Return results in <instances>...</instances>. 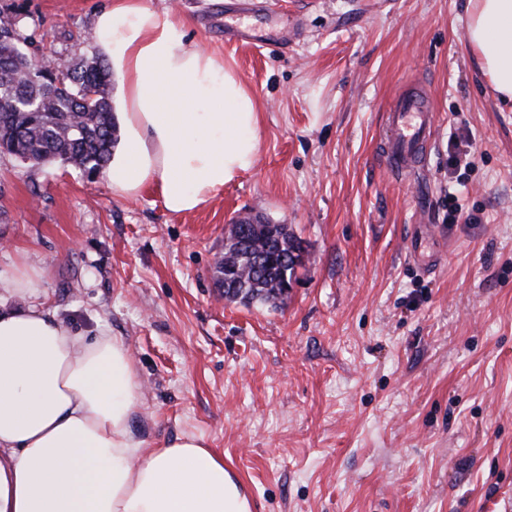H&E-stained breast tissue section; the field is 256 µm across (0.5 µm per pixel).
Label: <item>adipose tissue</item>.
<instances>
[{
  "label": "adipose tissue",
  "mask_w": 512,
  "mask_h": 512,
  "mask_svg": "<svg viewBox=\"0 0 512 512\" xmlns=\"http://www.w3.org/2000/svg\"><path fill=\"white\" fill-rule=\"evenodd\" d=\"M467 41L512 102V0H469ZM91 45L120 78V138L106 175L126 198L203 207L257 159L260 112L242 80L194 47L185 22L145 0H110ZM138 373L120 337L61 320L42 275L0 269V512H253L244 484L205 440L147 447L131 428Z\"/></svg>",
  "instance_id": "obj_1"
}]
</instances>
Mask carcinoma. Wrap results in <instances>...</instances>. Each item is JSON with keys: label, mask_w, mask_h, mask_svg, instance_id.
<instances>
[{"label": "carcinoma", "mask_w": 512, "mask_h": 512, "mask_svg": "<svg viewBox=\"0 0 512 512\" xmlns=\"http://www.w3.org/2000/svg\"><path fill=\"white\" fill-rule=\"evenodd\" d=\"M0 41V154L35 163L59 161L85 172L106 168L118 139L109 104L112 74L98 58L51 61L38 70L19 48ZM64 88L52 89L51 73ZM301 264V247L286 224L240 219L229 225L224 256L216 263L224 298L244 305L286 299L283 276Z\"/></svg>", "instance_id": "cac0c4a2"}]
</instances>
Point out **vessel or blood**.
Segmentation results:
<instances>
[{"mask_svg": "<svg viewBox=\"0 0 512 512\" xmlns=\"http://www.w3.org/2000/svg\"><path fill=\"white\" fill-rule=\"evenodd\" d=\"M255 0H232L224 7V40L226 43H247L263 47L268 32L258 29L247 20ZM388 136L382 154L390 167L407 173L425 164L427 146L434 133V115L424 96L412 92L397 97L386 113Z\"/></svg>", "mask_w": 512, "mask_h": 512, "instance_id": "1", "label": "vessel or blood"}]
</instances>
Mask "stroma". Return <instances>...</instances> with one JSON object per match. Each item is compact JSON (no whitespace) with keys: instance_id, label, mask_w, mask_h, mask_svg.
Here are the masks:
<instances>
[{"instance_id":"1","label":"stroma","mask_w":512,"mask_h":512,"mask_svg":"<svg viewBox=\"0 0 512 512\" xmlns=\"http://www.w3.org/2000/svg\"><path fill=\"white\" fill-rule=\"evenodd\" d=\"M108 2L0 13L73 62ZM147 2L252 91L255 166L173 215L154 190L126 199L105 174L1 155L0 266L26 256L61 319L122 337L135 436L203 437L254 512H512V106L479 74L468 0H265L296 34L261 48L225 44L211 24L224 0ZM413 89L435 133L400 176L380 142ZM250 212L303 249L277 307L228 302L213 278L227 225ZM420 224L429 272L408 257Z\"/></svg>"}]
</instances>
